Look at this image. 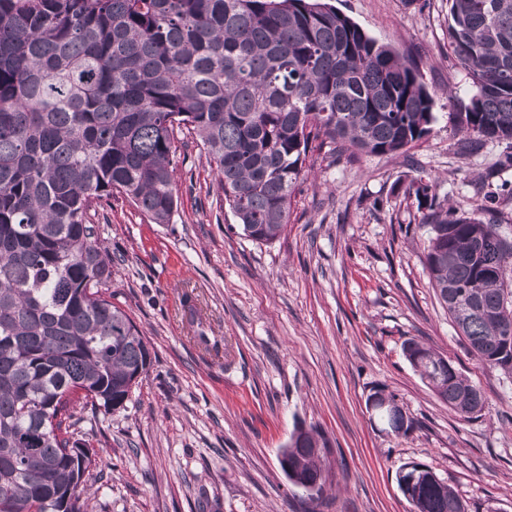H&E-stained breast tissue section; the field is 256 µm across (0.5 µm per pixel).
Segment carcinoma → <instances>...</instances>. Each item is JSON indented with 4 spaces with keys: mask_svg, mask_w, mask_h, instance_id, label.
<instances>
[{
    "mask_svg": "<svg viewBox=\"0 0 512 512\" xmlns=\"http://www.w3.org/2000/svg\"><path fill=\"white\" fill-rule=\"evenodd\" d=\"M448 41L475 88L455 126L498 141L512 166V0H448ZM434 98L416 63L322 0H0V512H87L98 483L80 423L124 406L149 343L112 302V256L90 221L122 195L155 224L177 208L178 136L195 133L243 235L290 223L311 144L331 156L394 155L423 139ZM432 287L470 351L512 370V243L499 224L512 184L480 216L416 177ZM403 353L463 418L485 398L416 339ZM367 400L384 430L413 425L383 388ZM327 438L296 427L280 454L310 493L327 480ZM413 512H468L435 471L399 480Z\"/></svg>",
    "mask_w": 512,
    "mask_h": 512,
    "instance_id": "obj_1",
    "label": "carcinoma"
}]
</instances>
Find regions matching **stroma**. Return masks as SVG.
<instances>
[{"mask_svg": "<svg viewBox=\"0 0 512 512\" xmlns=\"http://www.w3.org/2000/svg\"><path fill=\"white\" fill-rule=\"evenodd\" d=\"M328 2L416 61L434 95L430 131L396 155L309 153L291 221L269 245L241 235L195 145L176 169L170 223L120 196L103 203L94 223L114 260L112 291L152 363L123 408L98 416L102 478L88 512H410L399 473L414 464L446 479L469 512H512V372L484 368L457 333L429 283L417 204L402 192L425 176L469 212L477 187L512 183V168L494 167L503 144L468 149L454 126L443 91L465 101L473 88L448 47V0ZM410 338L481 389L479 416L461 419L437 398L403 354ZM379 387L413 419L407 435L386 433L369 411ZM299 425L332 442L329 480L313 497L279 463Z\"/></svg>", "mask_w": 512, "mask_h": 512, "instance_id": "stroma-1", "label": "stroma"}]
</instances>
